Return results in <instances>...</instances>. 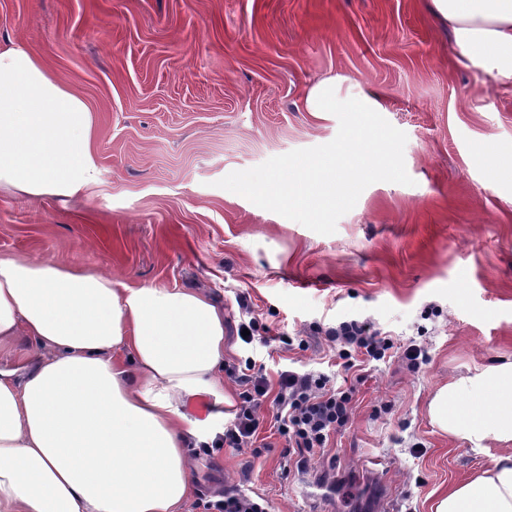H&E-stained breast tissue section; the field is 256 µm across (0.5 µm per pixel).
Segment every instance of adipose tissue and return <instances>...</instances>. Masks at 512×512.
I'll return each instance as SVG.
<instances>
[{
	"mask_svg": "<svg viewBox=\"0 0 512 512\" xmlns=\"http://www.w3.org/2000/svg\"><path fill=\"white\" fill-rule=\"evenodd\" d=\"M461 63L512 79V0H429ZM93 116L25 45H0V189L71 198L95 168ZM0 512H182L186 453L224 434V312L188 288L119 287L111 273L0 258ZM211 398L206 419L187 407ZM449 436L512 444V361L441 385ZM435 512H512V454L441 495Z\"/></svg>",
	"mask_w": 512,
	"mask_h": 512,
	"instance_id": "adipose-tissue-1",
	"label": "adipose tissue"
}]
</instances>
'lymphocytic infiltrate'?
I'll list each match as a JSON object with an SVG mask.
<instances>
[{"instance_id":"1","label":"lymphocytic infiltrate","mask_w":512,"mask_h":512,"mask_svg":"<svg viewBox=\"0 0 512 512\" xmlns=\"http://www.w3.org/2000/svg\"><path fill=\"white\" fill-rule=\"evenodd\" d=\"M313 330L324 333L347 371L353 368L354 357L378 361L394 347L391 338L365 321H343L326 329L317 324ZM230 376L239 387V404L235 420L224 430V447L240 451L255 446L263 422L260 410L268 399L276 407L278 433L289 447L298 449L304 464L323 453L332 435L350 420L352 390L335 387L324 373L287 369L272 382L249 359L244 371H231Z\"/></svg>"}]
</instances>
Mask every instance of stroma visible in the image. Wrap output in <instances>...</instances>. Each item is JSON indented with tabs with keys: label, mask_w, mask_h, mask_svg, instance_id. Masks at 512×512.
<instances>
[{
	"label": "stroma",
	"mask_w": 512,
	"mask_h": 512,
	"mask_svg": "<svg viewBox=\"0 0 512 512\" xmlns=\"http://www.w3.org/2000/svg\"><path fill=\"white\" fill-rule=\"evenodd\" d=\"M29 46L95 117L96 170L65 201L0 192V258L106 270L132 287L192 288L224 309V362L269 379L295 367L345 373L310 325L374 322L428 357L366 366L345 431L302 468L265 423L261 456L189 448L187 512L238 488L270 512H434L444 491L503 447L442 434L427 401L451 379L512 360V87L458 65L423 0H0V40ZM379 96L407 135L413 185L376 182L334 234L218 188L234 171L332 141L339 122L307 111L309 87ZM248 309H240L239 297ZM256 317L274 340L246 344ZM285 336L307 350L288 349Z\"/></svg>",
	"instance_id": "stroma-1"
}]
</instances>
